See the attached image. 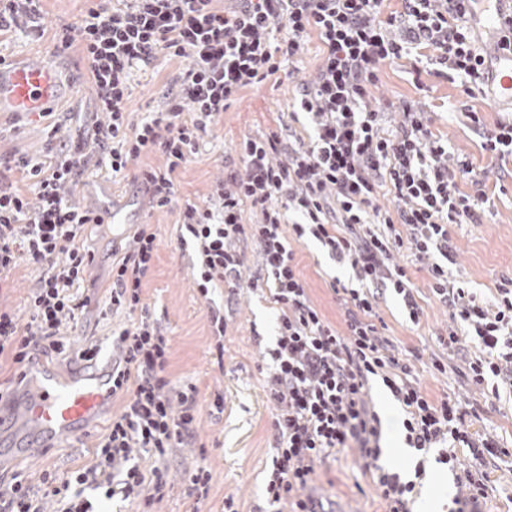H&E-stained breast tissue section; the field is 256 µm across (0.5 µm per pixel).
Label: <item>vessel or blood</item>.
<instances>
[{"mask_svg":"<svg viewBox=\"0 0 512 512\" xmlns=\"http://www.w3.org/2000/svg\"><path fill=\"white\" fill-rule=\"evenodd\" d=\"M470 23L493 34L512 23V0H477ZM488 95L493 102L512 105V52L491 46L485 55ZM62 94L54 68L31 59L0 62V112L29 115L47 111ZM112 348L100 347L92 361L59 378L45 370L16 401L0 404V432L8 431L19 456L44 448L57 439L87 432L105 411L112 390Z\"/></svg>","mask_w":512,"mask_h":512,"instance_id":"obj_1","label":"vessel or blood"}]
</instances>
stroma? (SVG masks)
<instances>
[{
    "label": "stroma",
    "instance_id": "1",
    "mask_svg": "<svg viewBox=\"0 0 512 512\" xmlns=\"http://www.w3.org/2000/svg\"><path fill=\"white\" fill-rule=\"evenodd\" d=\"M87 7L86 0H43L40 33L18 34L0 47L6 58L20 60L37 57L57 70L65 93L44 118L0 112V157L26 156L42 159L50 146L65 139L74 113L92 109L91 90L83 62L77 50L55 53L54 34L65 23L76 22ZM181 59H159L155 67L134 72L130 108L135 117L154 111L161 92L172 75L184 68ZM406 62L385 70L378 94L384 98H406L426 102L437 113L435 125L447 134L455 151L473 158L478 165H488L479 148L478 137L470 130L468 108L483 112L489 121L512 118V106L498 105L490 99L471 100L461 96L455 83L448 79L425 77V90H417ZM295 84L287 72H278L258 86L242 90L238 99L224 112L204 137L201 151L176 176L178 200H202L213 182L224 175V157L248 134L276 130L289 110ZM73 197L83 206L99 210L116 201L124 204L129 224H152L158 234V259L145 284L144 301L155 317L169 329L171 339L170 372L174 379L195 385L201 402H209L215 393L224 396V412L212 415L201 409L198 431L206 445L207 462L212 471L210 497L201 512H222L226 495H234L242 512H267L264 471L270 458L272 405L264 391V376L269 367L263 351L275 341V318L268 298L241 288L234 298L216 290L211 299L198 293L189 256L178 249V209L151 211L133 204L126 180L90 174L74 189ZM492 217L483 224L457 227V269L470 287L491 294L496 280L512 275V182L494 200ZM297 259L315 305L331 322H340L338 301L330 289L333 278L347 279L345 268L335 265L315 243L296 248ZM217 306L228 319L224 338V355L216 357L211 348L208 306ZM419 325L406 318L400 301L386 295L379 306L385 333L400 355H416L415 372L422 390L438 398L447 393L465 394L462 378L436 372L431 362L438 348L434 332L446 326L448 315L434 299H425ZM125 314H114L91 306L72 329L69 338L73 349L88 343H107L113 327L126 323ZM384 387L373 382L372 393L382 419L381 444L386 452V467L402 469L404 454L400 433L401 408ZM91 436L83 435L59 442L54 448H40L31 456L14 459L7 453L8 438L0 436V461L11 470L39 476L42 471L66 472L87 463L91 458ZM491 489L481 502L482 512H512V465L495 460L488 466ZM426 474L432 481L422 491L423 512H450L455 487L446 468L428 464ZM310 493L322 500L326 512H384L385 505L368 485L362 474V462L355 451L338 453L316 469Z\"/></svg>",
    "mask_w": 512,
    "mask_h": 512
}]
</instances>
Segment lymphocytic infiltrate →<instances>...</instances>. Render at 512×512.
<instances>
[{"label": "lymphocytic infiltrate", "mask_w": 512, "mask_h": 512, "mask_svg": "<svg viewBox=\"0 0 512 512\" xmlns=\"http://www.w3.org/2000/svg\"><path fill=\"white\" fill-rule=\"evenodd\" d=\"M40 2L0 0V37L21 27L39 31ZM396 2L90 0L76 22L62 25L54 50L79 48L99 117L69 134L48 161L18 158L27 190L0 170V287L19 265L36 274L21 308L0 307V359L22 370L36 352L66 353L65 328L97 299L88 242L109 232L71 192L87 172H129L150 209L179 207V249L195 256L201 296L237 288L244 278L269 293L276 314L266 380L275 409L264 485L270 506L321 512L309 494L317 465L353 449L385 512H411L430 456L454 477V512H480L489 460L512 458L511 449L474 428L482 407L512 395V277L496 282L488 302L451 267L455 226L483 223L493 195L485 170L454 156L419 101L386 100L376 90L385 68L409 57L415 75L452 77L471 98L483 91L482 59L470 0ZM313 40L319 64L297 81L287 123L244 137L202 202L178 201L175 175L198 154L202 136L244 88L270 80ZM162 57L190 64L167 82L156 111L133 120V72ZM467 117L482 151L512 158L511 122L489 123L475 111ZM155 153L162 165L143 164ZM306 240L349 271L348 280L330 284L342 325L308 292L294 249ZM246 242L260 257L251 276ZM158 248L152 225L140 224L112 260L107 299L132 321L112 337V395L122 406L97 436L91 462L63 476L45 470L0 478V512H95L98 497L155 512L168 497L169 458L197 447L201 403L194 385L171 379L169 336L143 303ZM404 251L448 312L438 343L451 351L465 338L479 345L465 377L482 403L429 398L409 360L379 331L385 292L402 300L412 324L423 314L422 294L399 259ZM374 380L405 413L404 442L418 455L412 479L380 462Z\"/></svg>", "instance_id": "f902f5d3"}]
</instances>
